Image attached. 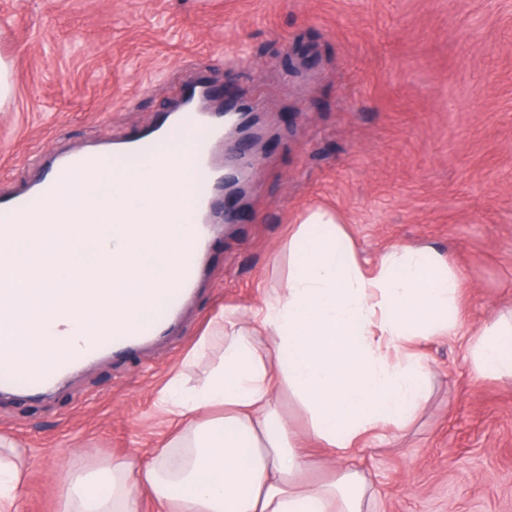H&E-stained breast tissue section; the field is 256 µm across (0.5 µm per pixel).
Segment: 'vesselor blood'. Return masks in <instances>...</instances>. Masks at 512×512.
Instances as JSON below:
<instances>
[{"instance_id": "obj_1", "label": "vessel or blood", "mask_w": 512, "mask_h": 512, "mask_svg": "<svg viewBox=\"0 0 512 512\" xmlns=\"http://www.w3.org/2000/svg\"><path fill=\"white\" fill-rule=\"evenodd\" d=\"M180 95L184 98L193 97L194 106L165 114L154 129L112 143L107 148L114 168L122 169L130 161L147 162L155 159L161 152L163 139L170 137L175 131L193 130L197 133L196 138L191 139L188 145L194 161L193 231L189 242L180 253V262L174 272V284L168 289L165 306L150 320L123 333H87L74 337L70 340L66 353L48 363L26 359L14 345L0 343V387L20 386L28 393H45L55 387L64 373L104 350L123 352L166 333L185 296L199 277L198 256L207 246L210 226L215 219L217 195L224 185V163L215 155L216 144L224 138V113L202 108V101L212 96L210 89L202 82L189 83L181 90ZM99 156L100 153L96 150L61 155L52 166L51 177L34 183L13 197L0 200V236L5 237L12 233L17 212L39 211L60 183L82 170L86 162Z\"/></svg>"}]
</instances>
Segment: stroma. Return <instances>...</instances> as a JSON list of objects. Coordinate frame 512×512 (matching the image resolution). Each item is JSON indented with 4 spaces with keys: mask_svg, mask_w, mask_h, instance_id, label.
I'll use <instances>...</instances> for the list:
<instances>
[{
    "mask_svg": "<svg viewBox=\"0 0 512 512\" xmlns=\"http://www.w3.org/2000/svg\"><path fill=\"white\" fill-rule=\"evenodd\" d=\"M0 57L1 195L58 153L154 126L191 78L260 116L235 219L214 224L170 331L48 394L0 393V438L27 472L20 512H58L66 474L149 459L174 423L159 393L208 379L224 351L212 318L283 285L288 229L316 206L368 263L396 243L446 254L465 327L411 343L429 391L407 429L341 459L311 444L306 482L331 462L366 475L370 512H512V377L477 374L468 354L512 311V0H0Z\"/></svg>",
    "mask_w": 512,
    "mask_h": 512,
    "instance_id": "35a3bbf8",
    "label": "stroma"
}]
</instances>
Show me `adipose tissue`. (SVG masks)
<instances>
[{
	"label": "adipose tissue",
	"instance_id": "adipose-tissue-1",
	"mask_svg": "<svg viewBox=\"0 0 512 512\" xmlns=\"http://www.w3.org/2000/svg\"><path fill=\"white\" fill-rule=\"evenodd\" d=\"M284 288L250 316L225 308L224 353L200 388L179 378L161 404L175 430L150 461L67 475L59 512H138L150 494L158 512H366L367 484L339 471L313 490L297 485L309 457L280 414L288 385L307 408L312 437L338 455L369 432L405 429L427 396V371L406 346L419 336H452L460 278L424 243L391 246L370 268L338 218L300 216L289 241ZM512 319L487 325L470 346L478 373L512 376L503 337ZM224 412L223 426L200 413Z\"/></svg>",
	"mask_w": 512,
	"mask_h": 512
}]
</instances>
